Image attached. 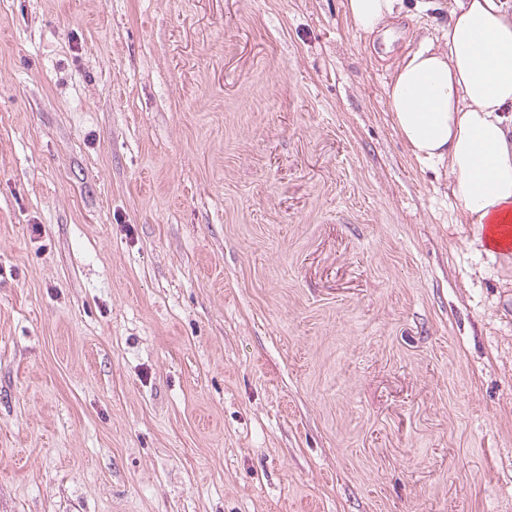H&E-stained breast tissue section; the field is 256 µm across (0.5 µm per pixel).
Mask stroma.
<instances>
[{
	"mask_svg": "<svg viewBox=\"0 0 512 512\" xmlns=\"http://www.w3.org/2000/svg\"><path fill=\"white\" fill-rule=\"evenodd\" d=\"M449 0H0V512H512V258L387 108ZM403 0H347V11L366 35L390 25L403 10Z\"/></svg>",
	"mask_w": 512,
	"mask_h": 512,
	"instance_id": "stroma-1",
	"label": "stroma"
}]
</instances>
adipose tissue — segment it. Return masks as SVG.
Here are the masks:
<instances>
[{
  "label": "adipose tissue",
  "mask_w": 512,
  "mask_h": 512,
  "mask_svg": "<svg viewBox=\"0 0 512 512\" xmlns=\"http://www.w3.org/2000/svg\"><path fill=\"white\" fill-rule=\"evenodd\" d=\"M402 0H347L365 34L392 23ZM444 46L423 37L386 86L394 129L410 155L444 170L462 221L481 225L486 250L505 254L494 228L512 225V0H452Z\"/></svg>",
  "instance_id": "1"
}]
</instances>
